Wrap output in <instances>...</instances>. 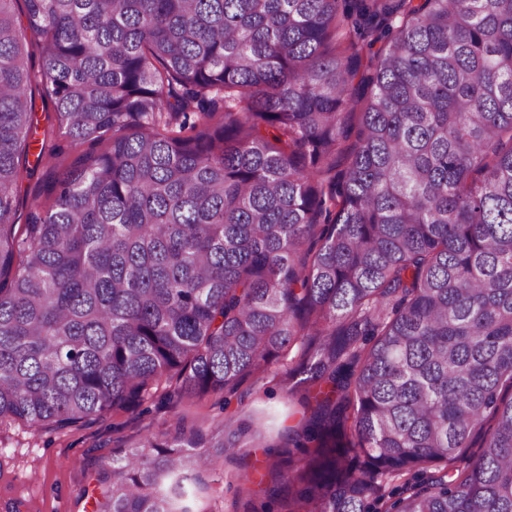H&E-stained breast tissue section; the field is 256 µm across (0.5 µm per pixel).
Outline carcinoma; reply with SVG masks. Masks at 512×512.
Here are the masks:
<instances>
[{
  "label": "carcinoma",
  "mask_w": 512,
  "mask_h": 512,
  "mask_svg": "<svg viewBox=\"0 0 512 512\" xmlns=\"http://www.w3.org/2000/svg\"><path fill=\"white\" fill-rule=\"evenodd\" d=\"M56 137L108 148L19 228ZM285 360L309 415L263 512H512V0H0V422ZM267 447L239 418L149 436L94 512H192ZM28 98L29 104L31 101L33 120L39 127V133L56 123L54 106L49 99L42 97L37 91L32 93L31 100L30 97ZM36 154L37 151L29 154L22 176L14 187L15 224H27L31 211L30 205L34 198L48 204L52 202V196L48 195L46 190L49 172L51 171L50 166L46 161L37 165Z\"/></svg>",
  "instance_id": "1"
}]
</instances>
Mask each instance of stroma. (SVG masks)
<instances>
[{
    "label": "stroma",
    "instance_id": "stroma-1",
    "mask_svg": "<svg viewBox=\"0 0 512 512\" xmlns=\"http://www.w3.org/2000/svg\"><path fill=\"white\" fill-rule=\"evenodd\" d=\"M50 167L28 159L14 187L16 223H27L33 200L51 202L46 187ZM251 420L266 435L267 447L203 474L189 485L186 499L193 512H248L247 478L254 468L277 462L290 427L305 409L272 379L249 377L231 399L205 395L166 402L152 398L137 410L111 411L100 419L65 429L34 431L21 423L0 425V512H93L105 464L133 442L177 429L206 431L228 414Z\"/></svg>",
    "mask_w": 512,
    "mask_h": 512
}]
</instances>
